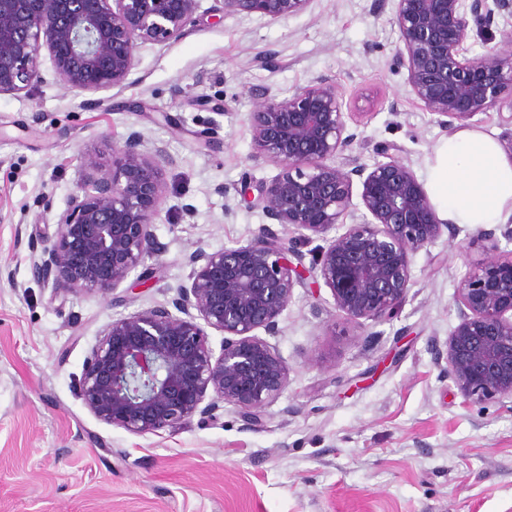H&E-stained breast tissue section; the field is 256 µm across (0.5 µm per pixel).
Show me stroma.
I'll return each mask as SVG.
<instances>
[{
    "label": "stroma",
    "mask_w": 512,
    "mask_h": 512,
    "mask_svg": "<svg viewBox=\"0 0 512 512\" xmlns=\"http://www.w3.org/2000/svg\"><path fill=\"white\" fill-rule=\"evenodd\" d=\"M214 5L200 0L183 37L141 47L123 89L74 96L46 62L31 93L0 95V512H512V411L464 405L435 355L457 324L460 278L512 248L481 226L417 255L391 320L355 322L329 289L295 288L273 339L288 386L260 425L228 405L214 421L133 435L75 396L113 319L168 303L188 253L246 243L265 223L239 194L279 172L251 155L253 89L285 95L330 78L360 163L393 143L421 180L449 135L395 65L391 0H311L287 19L217 23ZM200 94L223 112L194 106ZM133 131L169 157L158 274L117 305L55 293L33 278L28 240L55 235L81 153L110 162Z\"/></svg>",
    "instance_id": "1"
}]
</instances>
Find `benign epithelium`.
Segmentation results:
<instances>
[{
    "label": "benign epithelium",
    "instance_id": "1",
    "mask_svg": "<svg viewBox=\"0 0 512 512\" xmlns=\"http://www.w3.org/2000/svg\"><path fill=\"white\" fill-rule=\"evenodd\" d=\"M223 15L286 19L311 0H219ZM406 84L443 127L505 103L512 108V49L470 39L495 17L512 20V0H392ZM199 0H0V95L42 82L41 51L56 78L80 95L124 86L139 49L182 37ZM255 155L280 168L246 184L267 224L245 244L187 257L188 284L164 304L112 321L86 356L76 396L98 419L130 434L175 428L236 407L249 426L288 386V365L267 337L298 286L330 290L350 320L384 322L407 298L417 253L448 228L413 169L391 144L367 166L345 156L344 104L326 78L282 97L253 94L248 117ZM166 149L138 133L112 147V169L81 155V177L53 239H30L34 279L55 291L112 296L133 273L134 290L156 278L145 259L161 250L154 233L166 184ZM361 184L353 201L354 178ZM351 223H346L345 219ZM345 231L333 237L337 225ZM315 239L305 260L298 243ZM458 323L444 371L468 404L495 400L512 410V250L469 267L456 288ZM222 333L220 352L208 330ZM264 335H259V332Z\"/></svg>",
    "mask_w": 512,
    "mask_h": 512
}]
</instances>
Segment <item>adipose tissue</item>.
<instances>
[{
	"instance_id": "1",
	"label": "adipose tissue",
	"mask_w": 512,
	"mask_h": 512,
	"mask_svg": "<svg viewBox=\"0 0 512 512\" xmlns=\"http://www.w3.org/2000/svg\"><path fill=\"white\" fill-rule=\"evenodd\" d=\"M440 216L451 224H500L512 216V159L492 137L462 130L441 141L428 167Z\"/></svg>"
}]
</instances>
